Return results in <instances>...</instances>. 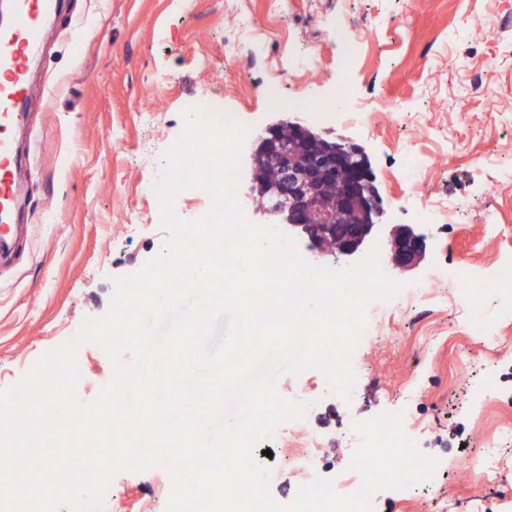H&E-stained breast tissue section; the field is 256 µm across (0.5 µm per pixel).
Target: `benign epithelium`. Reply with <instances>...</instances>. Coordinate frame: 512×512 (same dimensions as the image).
I'll use <instances>...</instances> for the list:
<instances>
[{
	"instance_id": "7a95c632",
	"label": "benign epithelium",
	"mask_w": 512,
	"mask_h": 512,
	"mask_svg": "<svg viewBox=\"0 0 512 512\" xmlns=\"http://www.w3.org/2000/svg\"><path fill=\"white\" fill-rule=\"evenodd\" d=\"M269 166L275 176L265 182L259 175ZM253 184L259 210L305 234L323 256L361 253L377 230L380 195L359 148L329 141L298 122L267 128L253 157ZM309 213L320 215L319 223L306 222ZM387 246L389 264L399 270L416 265L427 249L426 238L407 225L391 227Z\"/></svg>"
}]
</instances>
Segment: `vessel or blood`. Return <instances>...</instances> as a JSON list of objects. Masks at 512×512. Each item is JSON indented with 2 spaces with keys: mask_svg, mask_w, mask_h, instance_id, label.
I'll list each match as a JSON object with an SVG mask.
<instances>
[{
  "mask_svg": "<svg viewBox=\"0 0 512 512\" xmlns=\"http://www.w3.org/2000/svg\"><path fill=\"white\" fill-rule=\"evenodd\" d=\"M51 7L50 0H17L12 27L0 30V254L11 243L12 212L29 174L9 130L28 103V63L51 36L41 20Z\"/></svg>",
  "mask_w": 512,
  "mask_h": 512,
  "instance_id": "1",
  "label": "vessel or blood"
}]
</instances>
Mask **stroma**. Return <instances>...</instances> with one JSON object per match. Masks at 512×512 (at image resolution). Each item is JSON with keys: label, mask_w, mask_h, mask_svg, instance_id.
<instances>
[{"label": "stroma", "mask_w": 512, "mask_h": 512, "mask_svg": "<svg viewBox=\"0 0 512 512\" xmlns=\"http://www.w3.org/2000/svg\"><path fill=\"white\" fill-rule=\"evenodd\" d=\"M343 13L349 39L336 43L323 31L327 15ZM512 19V0H293L285 23H272L265 0H60L47 24L55 36L32 58V93L19 128L20 149L30 159L24 223L27 251L19 263H0V391L30 376L38 359L74 337L84 318L111 308L116 278L169 254L174 234L161 224L148 186L162 166H148L145 152L163 156L185 127L184 113L208 100L240 114L249 129L241 147L239 175L250 181L251 155L266 129L280 122H305L329 138L356 144L370 166L381 199V223L407 225L424 235V259L396 271L405 286L419 285L448 260H469L480 273L512 257V54L478 22ZM264 27L270 52L246 72L225 69L232 22ZM370 39H360L364 29ZM318 53V67L303 77L280 74L284 48ZM432 49L429 66L421 53ZM351 64L355 101L400 105L397 123L371 126L307 120L293 108L304 84L331 96L332 81ZM482 77L493 98H475L470 87ZM280 79L284 101L267 104L269 81ZM154 115L144 123L142 113ZM420 154L447 156L440 168L404 170L403 145ZM425 196L460 205L455 219L435 215L425 222L396 205L408 185ZM145 214L125 223L128 209ZM428 321L404 299L377 317L369 343L360 350V379L348 410L320 405L316 431L327 434L321 461L344 470V442L355 421L411 406L413 425L427 450L440 454L442 474L433 490L387 502L386 512H471L478 501L496 503L512 494V439L501 444L499 483H481L471 456L497 429L512 422V316H502V298L490 293L483 311L501 316L503 340L495 355L455 331L461 310L454 288L432 291ZM433 344H423V337ZM78 395L93 400L112 384L115 365L86 341ZM498 368L499 394L484 415L472 418L471 390L488 362ZM299 439L274 435L261 464L278 471L270 486L285 502L304 482L291 464ZM167 469L118 474L106 491L124 501L126 512H166L157 485Z\"/></svg>", "instance_id": "1"}]
</instances>
